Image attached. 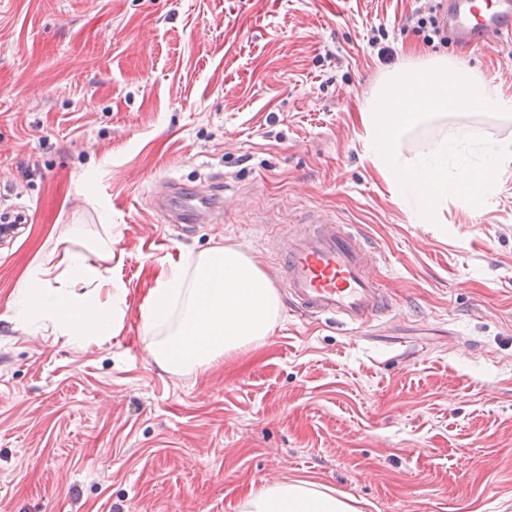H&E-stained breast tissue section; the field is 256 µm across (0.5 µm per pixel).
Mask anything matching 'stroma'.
I'll list each match as a JSON object with an SVG mask.
<instances>
[{
  "label": "stroma",
  "mask_w": 512,
  "mask_h": 512,
  "mask_svg": "<svg viewBox=\"0 0 512 512\" xmlns=\"http://www.w3.org/2000/svg\"><path fill=\"white\" fill-rule=\"evenodd\" d=\"M415 0H0V315L51 248L112 227L117 336L83 349L0 335V512H238L301 478L360 512H512V168L435 224L364 159L360 108L410 50L464 59L512 93V42L413 32ZM221 190L178 231L163 181ZM310 208L385 256L392 321L357 335L283 310L206 371H161L141 305L181 250L238 245L273 271L271 229Z\"/></svg>",
  "instance_id": "obj_1"
}]
</instances>
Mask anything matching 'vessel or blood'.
<instances>
[{"label": "vessel or blood", "mask_w": 512, "mask_h": 512, "mask_svg": "<svg viewBox=\"0 0 512 512\" xmlns=\"http://www.w3.org/2000/svg\"><path fill=\"white\" fill-rule=\"evenodd\" d=\"M449 34L465 46L512 39V0H445ZM154 205L166 223L188 229L220 216L219 193L171 182ZM274 279L292 311L349 327L356 334L394 311L373 270L381 256L355 225L326 210L284 225L275 252Z\"/></svg>", "instance_id": "1"}]
</instances>
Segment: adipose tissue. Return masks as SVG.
Instances as JSON below:
<instances>
[{"instance_id": "adipose-tissue-1", "label": "adipose tissue", "mask_w": 512, "mask_h": 512, "mask_svg": "<svg viewBox=\"0 0 512 512\" xmlns=\"http://www.w3.org/2000/svg\"><path fill=\"white\" fill-rule=\"evenodd\" d=\"M110 239L58 257L44 252L21 279L11 314L0 322L31 335L41 323L76 348L101 344L122 327L128 290L113 282ZM282 304L258 261L241 247L183 251L160 270L141 307L146 349L169 373L208 369L261 344L279 323ZM238 512H358L344 493L303 479L251 486Z\"/></svg>"}]
</instances>
